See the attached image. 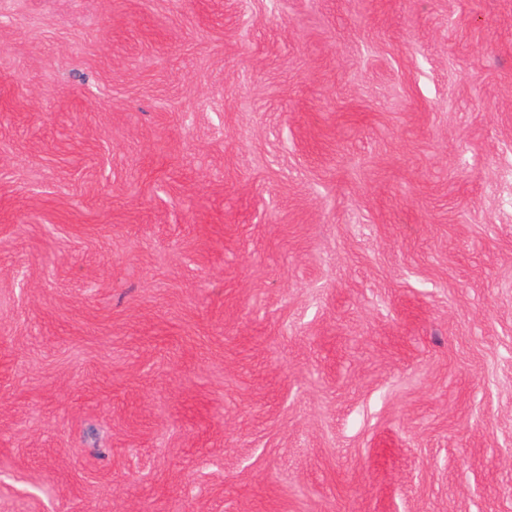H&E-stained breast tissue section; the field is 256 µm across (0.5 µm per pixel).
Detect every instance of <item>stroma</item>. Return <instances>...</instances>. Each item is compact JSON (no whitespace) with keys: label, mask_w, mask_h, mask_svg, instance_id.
Listing matches in <instances>:
<instances>
[{"label":"stroma","mask_w":512,"mask_h":512,"mask_svg":"<svg viewBox=\"0 0 512 512\" xmlns=\"http://www.w3.org/2000/svg\"><path fill=\"white\" fill-rule=\"evenodd\" d=\"M0 512H512V0H0Z\"/></svg>","instance_id":"35a3bbf8"}]
</instances>
